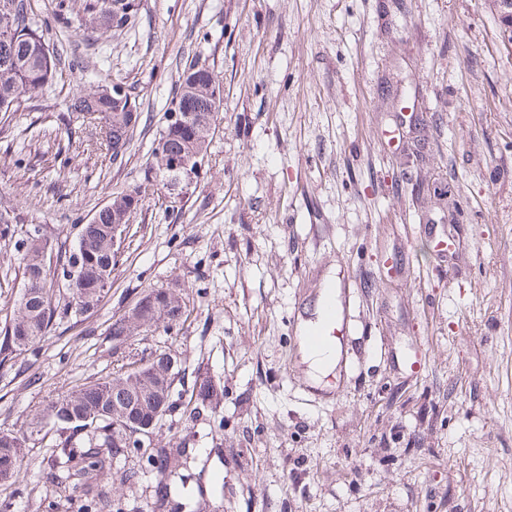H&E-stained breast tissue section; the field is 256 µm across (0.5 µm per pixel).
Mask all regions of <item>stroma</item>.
<instances>
[{"label":"stroma","mask_w":512,"mask_h":512,"mask_svg":"<svg viewBox=\"0 0 512 512\" xmlns=\"http://www.w3.org/2000/svg\"><path fill=\"white\" fill-rule=\"evenodd\" d=\"M57 36L77 68L0 112L16 226L73 248L144 183L183 56L220 73L222 114L191 187L146 199L102 304L58 307L0 363V432L27 437L5 512H69L51 476L86 436L32 418L123 353L180 372L153 433L168 468L131 448L97 478L121 512H512V44L492 0H140L134 27ZM90 61L136 87L120 164L68 109ZM331 282L355 336L317 387L289 314ZM21 287L2 237L0 330ZM150 288L190 316L116 351L112 319ZM170 474L184 495L157 496ZM162 293L165 294V300L163 301V303H165L167 307H170L171 311H177V315L174 317V321L168 324L172 326L173 324H177L185 315L186 304L182 298V294L180 293V291H178L175 288H151L145 291L143 295H154L155 300L159 301V295Z\"/></svg>","instance_id":"1"}]
</instances>
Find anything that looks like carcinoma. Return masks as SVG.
<instances>
[{"label": "carcinoma", "mask_w": 512, "mask_h": 512, "mask_svg": "<svg viewBox=\"0 0 512 512\" xmlns=\"http://www.w3.org/2000/svg\"><path fill=\"white\" fill-rule=\"evenodd\" d=\"M115 0H81L79 13L110 29L124 27L135 21L136 0H126L113 7ZM73 10L70 0H56L54 22L71 24ZM47 19H38L35 0H0V112H24L30 103L53 82L58 71L69 62L63 43H50ZM221 86L219 73L196 57L186 59L176 83L171 104L178 112H192L207 118L204 123L193 122L182 127L164 124L159 138L177 153L194 164L199 154L207 152L212 131L219 120L220 105L208 104L210 89ZM71 111L80 112L91 125L99 126L112 159L125 158L130 138L118 135L126 123L128 94L112 100V93L100 91V86H81L72 92ZM140 195L145 201L148 187L122 189L112 193L109 208L96 211L97 223L84 226L82 241L53 267L36 247L31 230H26L16 242L19 253L23 288L14 302L15 317L0 340V359L7 360L13 352L32 347L46 335L56 309L55 284L63 282L66 305L75 315L82 316L85 306H98L107 296V285L112 283V272L120 257L112 247L110 229L118 220L128 224L134 213L126 208L128 192ZM76 277H71L72 271ZM165 294L164 303L177 311L174 322H179L186 312L182 293L175 288H151L146 294ZM161 359H152L134 371L127 365L116 366L111 378L91 381L64 392L46 409L50 418L66 416L75 419L72 424L61 423L62 429H84L82 419H96V426L89 439V447L70 450L66 465L57 480L67 485L76 478L112 466L116 441L127 436L120 419L112 416V381L124 384L136 394V400L127 412V419L137 425H148L153 416L166 413L171 402V385L174 376L156 372ZM25 435L0 434V484L7 483L20 473L25 457Z\"/></svg>", "instance_id": "cac0c4a2"}]
</instances>
